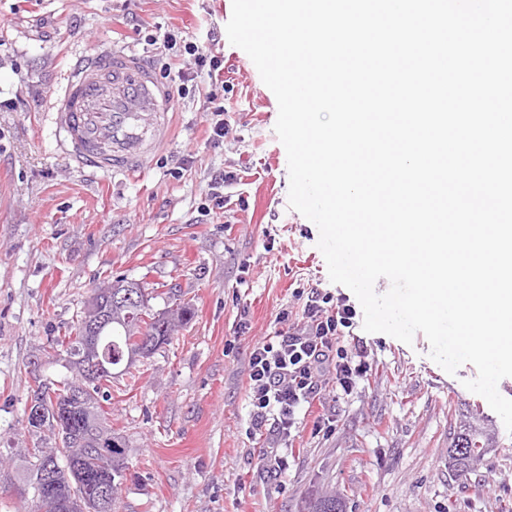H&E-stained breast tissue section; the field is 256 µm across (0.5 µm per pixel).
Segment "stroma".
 I'll return each mask as SVG.
<instances>
[{
	"instance_id": "35a3bbf8",
	"label": "stroma",
	"mask_w": 512,
	"mask_h": 512,
	"mask_svg": "<svg viewBox=\"0 0 512 512\" xmlns=\"http://www.w3.org/2000/svg\"><path fill=\"white\" fill-rule=\"evenodd\" d=\"M232 0H0V512H29L12 493L28 451L53 445L29 427L33 374L73 373L51 356L102 282L124 277L180 289L193 319L151 358L115 372L103 409L129 468L112 512H307L334 492L345 512H512V433L468 391L472 364L447 374L424 334L405 344L355 328L347 348L372 371L351 395L327 385L280 454L282 474L259 467L271 439L248 417V356L332 283L314 223L289 206L278 105L248 55L232 46ZM175 28L224 59L221 83L198 81L174 102L167 146L141 175L90 174L58 146L54 92L71 57L123 45L164 78L171 57L148 35ZM229 129L208 139L209 92ZM229 172L223 208L212 171ZM336 422L314 433L323 414ZM486 438L480 464L448 468L463 423Z\"/></svg>"
}]
</instances>
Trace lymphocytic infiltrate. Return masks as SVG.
I'll return each mask as SVG.
<instances>
[{
    "label": "lymphocytic infiltrate",
    "mask_w": 512,
    "mask_h": 512,
    "mask_svg": "<svg viewBox=\"0 0 512 512\" xmlns=\"http://www.w3.org/2000/svg\"><path fill=\"white\" fill-rule=\"evenodd\" d=\"M163 46L182 61L170 79V93L177 98L194 92L198 77H212L224 69L223 57L178 32H164ZM355 316L352 306L313 288L297 324H289L288 313H281L279 319L286 322V329L254 343L248 359L251 425L257 430L268 429L276 439L260 457L266 470L280 464L278 442L290 438L300 413L319 397L326 384H335L337 394L347 395L367 378L370 364L356 359L341 344L346 330L353 328Z\"/></svg>",
    "instance_id": "lymphocytic-infiltrate-1"
}]
</instances>
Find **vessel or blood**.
<instances>
[{"instance_id":"vessel-or-blood-1","label":"vessel or blood","mask_w":512,"mask_h":512,"mask_svg":"<svg viewBox=\"0 0 512 512\" xmlns=\"http://www.w3.org/2000/svg\"><path fill=\"white\" fill-rule=\"evenodd\" d=\"M171 100L134 51L113 48L79 55L55 101L56 133L80 166L124 174L163 147Z\"/></svg>"}]
</instances>
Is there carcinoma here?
<instances>
[{"mask_svg":"<svg viewBox=\"0 0 512 512\" xmlns=\"http://www.w3.org/2000/svg\"><path fill=\"white\" fill-rule=\"evenodd\" d=\"M130 293L143 298L141 304L133 309L112 304V325L104 329L96 338L86 335L83 319L64 336L57 338L55 349L65 353L71 369L78 372L86 364V356L93 346L101 353L112 358V366L125 364L130 368L140 357L150 358L169 344L180 328L191 319V308L179 301L177 292L168 291L167 306L157 311L150 305V292L142 283L129 282L119 278L105 286L95 289L93 300L108 303L112 290ZM77 381L64 380L51 388L38 383L30 389L35 400L41 403L43 417L40 424L30 427L42 429L48 427L54 432L55 446L52 448H33L29 451L23 486L33 490V496L42 499L46 512H57L55 500L69 497L73 503L91 505L94 494L101 483L112 479V498H117L118 489L128 469L125 451L120 443L112 444L106 452L112 458V473H107L101 465L103 458L97 454L84 452L88 421L95 419L102 430L105 426V412L100 401L111 400L110 388L112 375H101L89 383L88 400L80 403L70 398ZM66 409V429L56 433L55 409ZM484 451L482 433L470 428L460 433L457 443L448 454V467L464 470L477 464ZM56 461L60 469L56 484L44 482L41 465L44 461ZM311 512H343L341 501L336 494L327 493L316 500Z\"/></svg>","mask_w":512,"mask_h":512,"instance_id":"cac0c4a2","label":"carcinoma"}]
</instances>
